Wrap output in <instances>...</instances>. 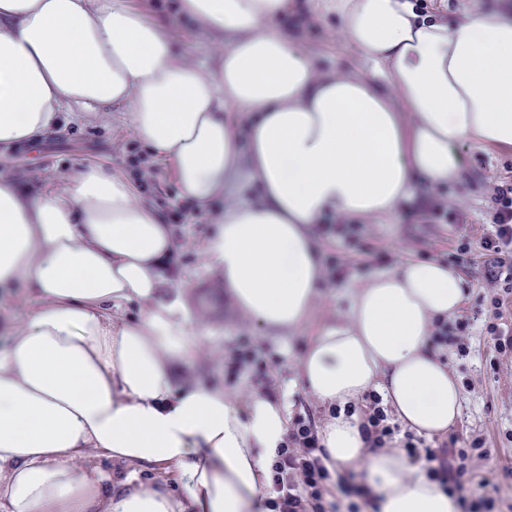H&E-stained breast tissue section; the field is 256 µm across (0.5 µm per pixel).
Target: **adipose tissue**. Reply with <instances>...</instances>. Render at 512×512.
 <instances>
[{
	"mask_svg": "<svg viewBox=\"0 0 512 512\" xmlns=\"http://www.w3.org/2000/svg\"><path fill=\"white\" fill-rule=\"evenodd\" d=\"M319 5L368 77H316L277 26L288 0H167L150 19L127 0H0V152L121 113L152 158L173 161L183 196L212 208L207 264L240 313L297 330L325 275L315 224L392 214L459 175V144L512 148V16ZM176 17L232 35L213 69L174 55ZM253 182L258 201L238 199ZM173 246V226L110 169L74 170L59 191L0 174V289L39 298L26 321L0 323V512H263L299 391L331 407L318 431L328 463L362 471L380 512H458L420 466L368 452L347 411L372 390L416 433L455 425L459 382L429 346L464 301L454 270L369 274L277 402L184 377L211 354L183 292L159 298ZM91 455L125 474L85 465Z\"/></svg>",
	"mask_w": 512,
	"mask_h": 512,
	"instance_id": "ef3b65f1",
	"label": "adipose tissue"
}]
</instances>
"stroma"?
I'll return each instance as SVG.
<instances>
[{
    "instance_id": "obj_1",
    "label": "stroma",
    "mask_w": 512,
    "mask_h": 512,
    "mask_svg": "<svg viewBox=\"0 0 512 512\" xmlns=\"http://www.w3.org/2000/svg\"><path fill=\"white\" fill-rule=\"evenodd\" d=\"M279 26L294 30L298 51L314 60L317 75L368 76L366 61L346 40L335 18L319 13L310 0H302L296 13L285 15ZM168 35L179 58L204 68L215 66L222 41L214 31L174 19L168 25ZM134 139L130 125L116 117L91 126L66 125L37 145L1 154L0 174L11 177L22 169L33 188L54 190L62 187L65 174L80 165L124 174L128 171L124 147ZM458 151L462 157L459 179L436 187L448 198L447 222H419L405 205L386 218L352 219L347 233L340 237L316 236L320 260L339 257L352 272L333 284L320 282L312 319L297 331H269L241 316L233 306L224 292L222 275L206 263L205 246L214 230L207 209H197L189 225L177 226L174 283L162 289L161 297L170 299L175 288H182L194 315L206 323L202 341L212 359L192 368L196 380L223 383L225 352L248 338L258 345L262 364L253 371L246 387L269 392L277 400L295 374L297 359L345 307L350 288L370 272L394 270L406 260L444 263L463 279L466 300L460 315L472 318L473 323L466 332L468 356L459 355L452 346L439 350L460 383L462 398L461 418L442 439L458 449L467 447L473 437L483 438L489 460L473 461L472 472L461 475L460 483L470 495L481 480L490 481L496 486L491 494V512H512V351L497 352L488 338L483 315L492 297H502L500 330L512 339V294L504 293L500 283L490 280L488 269L493 258L481 246L482 237L492 226V189L501 181L512 180V149L463 143ZM462 244L467 254H459Z\"/></svg>"
}]
</instances>
